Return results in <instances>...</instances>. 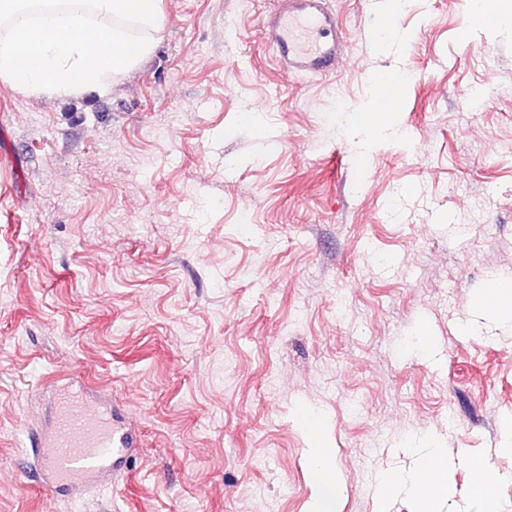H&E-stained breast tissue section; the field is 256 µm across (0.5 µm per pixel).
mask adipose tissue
<instances>
[{
    "mask_svg": "<svg viewBox=\"0 0 512 512\" xmlns=\"http://www.w3.org/2000/svg\"><path fill=\"white\" fill-rule=\"evenodd\" d=\"M372 96L369 110L351 115L352 125L370 134L391 130L397 101L387 94L383 74L375 75ZM413 454L415 467L411 473L393 472L382 477L378 500L386 504L405 495L418 504L420 512H428L432 502L450 493L448 456L434 446L414 449ZM311 473L315 487L313 512H339L341 485L326 449H313Z\"/></svg>",
    "mask_w": 512,
    "mask_h": 512,
    "instance_id": "adipose-tissue-1",
    "label": "adipose tissue"
}]
</instances>
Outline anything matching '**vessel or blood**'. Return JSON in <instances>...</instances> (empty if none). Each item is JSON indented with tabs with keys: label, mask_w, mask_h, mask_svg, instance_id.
<instances>
[{
	"label": "vessel or blood",
	"mask_w": 512,
	"mask_h": 512,
	"mask_svg": "<svg viewBox=\"0 0 512 512\" xmlns=\"http://www.w3.org/2000/svg\"><path fill=\"white\" fill-rule=\"evenodd\" d=\"M338 31L329 0H279L263 22L265 43L279 65L295 74L336 73L344 49ZM112 416L109 397L87 396L76 379L63 385L47 428L29 442L42 451L47 491L66 497L118 478L134 435Z\"/></svg>",
	"instance_id": "obj_1"
}]
</instances>
